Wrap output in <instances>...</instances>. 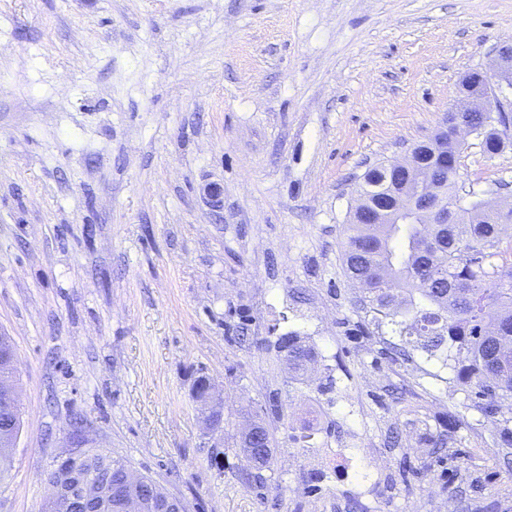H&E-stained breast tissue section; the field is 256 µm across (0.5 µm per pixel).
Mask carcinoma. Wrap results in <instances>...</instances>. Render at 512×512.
I'll return each mask as SVG.
<instances>
[{
	"label": "carcinoma",
	"instance_id": "1",
	"mask_svg": "<svg viewBox=\"0 0 512 512\" xmlns=\"http://www.w3.org/2000/svg\"><path fill=\"white\" fill-rule=\"evenodd\" d=\"M470 123L485 137L487 151L500 149L501 139L485 130V117L468 115ZM457 172L442 175L448 196L457 208L478 205L457 194ZM512 225V211L491 213L482 224L450 223L437 226L439 245L424 256L421 246L428 224H354L343 252L349 280L364 286L363 301L376 314L415 335L421 348L434 352L443 345L455 350L457 380L477 389L484 400L481 411L495 416L500 401L512 397V353L499 355L503 343L512 345V259L499 250L501 235ZM288 341V366L301 372L313 360L298 337ZM258 440L241 436L247 463L261 471L271 466L267 448L269 431L261 425ZM126 464L107 453L85 448L69 462L63 461L47 478L64 485L75 477L99 476L108 480L113 496H119L126 479Z\"/></svg>",
	"mask_w": 512,
	"mask_h": 512
}]
</instances>
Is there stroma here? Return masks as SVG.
I'll return each instance as SVG.
<instances>
[{"instance_id": "1", "label": "stroma", "mask_w": 512, "mask_h": 512, "mask_svg": "<svg viewBox=\"0 0 512 512\" xmlns=\"http://www.w3.org/2000/svg\"><path fill=\"white\" fill-rule=\"evenodd\" d=\"M508 39L512 0H0V336L22 412L0 512H40L77 419L190 512H512L499 422L342 260L366 171L431 137ZM504 141L468 138L460 193L512 198ZM202 374L224 391L218 469ZM245 407L273 434L261 489ZM285 339L288 341V356L284 357V359L288 357L289 368L295 373H299L313 360V355L296 336L280 337L278 340V349L281 342Z\"/></svg>"}]
</instances>
